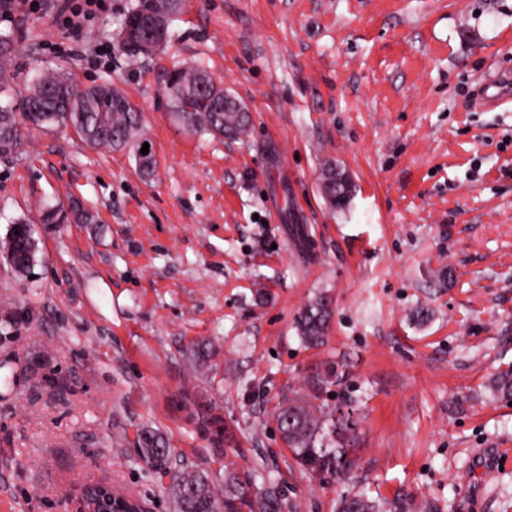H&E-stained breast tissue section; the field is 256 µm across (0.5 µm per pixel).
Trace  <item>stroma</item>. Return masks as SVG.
Wrapping results in <instances>:
<instances>
[{"label":"stroma","mask_w":512,"mask_h":512,"mask_svg":"<svg viewBox=\"0 0 512 512\" xmlns=\"http://www.w3.org/2000/svg\"><path fill=\"white\" fill-rule=\"evenodd\" d=\"M112 0L75 39L26 8L20 82L112 83L143 115L154 172L73 130L0 157V240L19 222L30 274L0 260V512H75L86 478L175 512L140 463L271 475L283 512L342 495L406 512H512V0H184L154 55ZM104 47L106 63L84 53ZM205 68L252 115L246 136L183 129L165 70ZM349 175L333 207L322 170ZM80 203L95 221L45 224ZM326 297L323 345L297 323ZM304 396L351 414L341 470L302 464L274 413Z\"/></svg>","instance_id":"stroma-1"}]
</instances>
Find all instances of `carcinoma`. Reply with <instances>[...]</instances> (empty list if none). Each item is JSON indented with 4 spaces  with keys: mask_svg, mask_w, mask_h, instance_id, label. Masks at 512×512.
I'll return each mask as SVG.
<instances>
[{
    "mask_svg": "<svg viewBox=\"0 0 512 512\" xmlns=\"http://www.w3.org/2000/svg\"><path fill=\"white\" fill-rule=\"evenodd\" d=\"M181 6L182 0H137L123 27L133 25L143 12L169 21ZM14 44L12 36L0 34V156L21 146L25 129L71 128L88 146L129 150L144 172L152 171L151 156L140 152L144 141L141 114L129 100L110 85L79 89L60 72L43 73L21 89L14 77ZM162 93L171 104L175 120L188 129L238 136L250 127L249 113L238 117L224 112V89L212 78L200 87L190 83L182 70L174 69L166 73ZM0 254L20 274L28 272L35 262V249L28 239L13 232L0 241ZM330 316L327 302L319 299L311 303L299 320L303 341L309 345L321 343ZM275 418L283 419L284 440L300 460L319 469L341 461V449L323 445L325 427L334 422L316 415L314 407L290 398L282 402ZM137 453L147 466L172 474L169 494L176 512H282L284 508L278 487L261 477L259 471L243 476L226 473L221 501L208 472L192 466L171 471L169 449L160 435L142 433ZM339 509L380 512L379 506L362 494L342 497Z\"/></svg>",
    "mask_w": 512,
    "mask_h": 512,
    "instance_id": "1",
    "label": "carcinoma"
}]
</instances>
